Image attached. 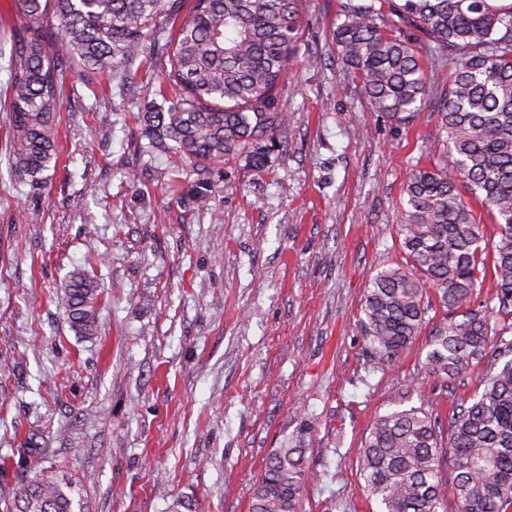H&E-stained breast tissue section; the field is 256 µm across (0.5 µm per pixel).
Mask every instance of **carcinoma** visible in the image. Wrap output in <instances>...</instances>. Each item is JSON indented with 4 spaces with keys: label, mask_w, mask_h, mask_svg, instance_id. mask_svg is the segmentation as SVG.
<instances>
[{
    "label": "carcinoma",
    "mask_w": 512,
    "mask_h": 512,
    "mask_svg": "<svg viewBox=\"0 0 512 512\" xmlns=\"http://www.w3.org/2000/svg\"><path fill=\"white\" fill-rule=\"evenodd\" d=\"M28 25L14 35L7 86L10 155L31 179L57 158L54 134L63 77L78 62L101 74L136 57L145 38L177 26L163 50L167 81L138 120L148 148L175 155L196 174L191 200L209 206L212 165L241 158L260 169L288 124L277 93L297 52L302 0H18ZM332 45L363 84L368 108L404 126L427 103L447 134L451 160L431 161L405 186L400 225L406 265L377 272L362 307L367 357L390 366L426 327L427 288L444 321L431 330L429 375L444 381L496 347L481 388L448 420L421 407L380 417L360 453L363 489L382 512H512V322L490 337L473 296L493 271L498 316L512 318V0H340ZM450 68L440 90L425 66ZM467 188L497 216L487 241L463 198ZM102 292L81 270L56 295L73 331L98 333ZM306 449H274L249 512H302L315 478ZM454 476L448 477V466ZM16 512H85L81 484L32 475L11 489Z\"/></svg>",
    "instance_id": "obj_1"
}]
</instances>
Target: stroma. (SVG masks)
<instances>
[{"instance_id": "1", "label": "stroma", "mask_w": 512, "mask_h": 512, "mask_svg": "<svg viewBox=\"0 0 512 512\" xmlns=\"http://www.w3.org/2000/svg\"><path fill=\"white\" fill-rule=\"evenodd\" d=\"M338 10L303 0L288 123L263 169L215 165L201 210L190 169L144 150L137 114L166 83L154 35L111 78L70 71L56 164L39 185L16 172L6 86L27 20L0 0V512L33 462L79 480L88 512H248L268 455L298 439L318 474L304 512H379L358 470L374 422L446 418L478 389L484 360L428 375L425 332L391 367L367 358L369 280L404 264V187L446 134L428 106L402 127L368 110L336 62ZM83 269L103 291L91 338L54 302Z\"/></svg>"}]
</instances>
